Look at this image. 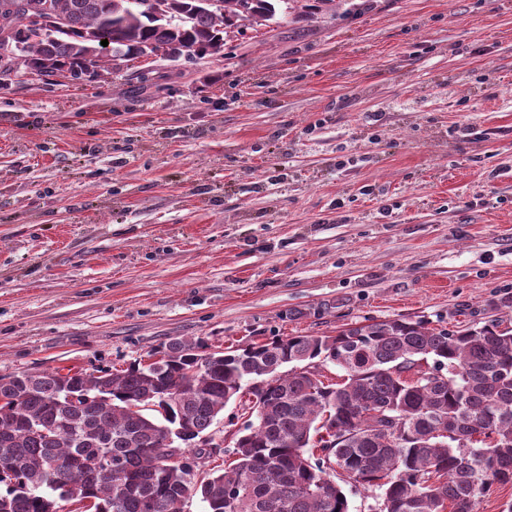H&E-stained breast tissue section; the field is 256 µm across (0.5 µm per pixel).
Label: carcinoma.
<instances>
[{
  "mask_svg": "<svg viewBox=\"0 0 512 512\" xmlns=\"http://www.w3.org/2000/svg\"><path fill=\"white\" fill-rule=\"evenodd\" d=\"M64 23L42 35L0 31V89L23 72L46 83L87 67L135 62L148 46L183 44L223 54L227 22L274 11L273 0H224L187 22L151 20L136 0H0V15L43 3ZM108 41V46L101 41ZM24 56L18 61V56ZM125 369L0 375V512H50L62 480L93 512H185L199 494L208 512H348L335 480L379 491L384 512H476L512 482V320L432 328L404 318L334 335H298L244 348L173 339ZM333 364L340 381L324 383ZM247 398L224 472L197 483L162 442L182 430L189 448L224 407ZM112 471L95 467L102 453Z\"/></svg>",
  "mask_w": 512,
  "mask_h": 512,
  "instance_id": "cac0c4a2",
  "label": "carcinoma"
}]
</instances>
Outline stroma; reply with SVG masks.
I'll list each match as a JSON object with an SVG mask.
<instances>
[{
  "mask_svg": "<svg viewBox=\"0 0 512 512\" xmlns=\"http://www.w3.org/2000/svg\"><path fill=\"white\" fill-rule=\"evenodd\" d=\"M154 73L0 91V375L512 299V0L280 11Z\"/></svg>",
  "mask_w": 512,
  "mask_h": 512,
  "instance_id": "obj_1",
  "label": "stroma"
}]
</instances>
